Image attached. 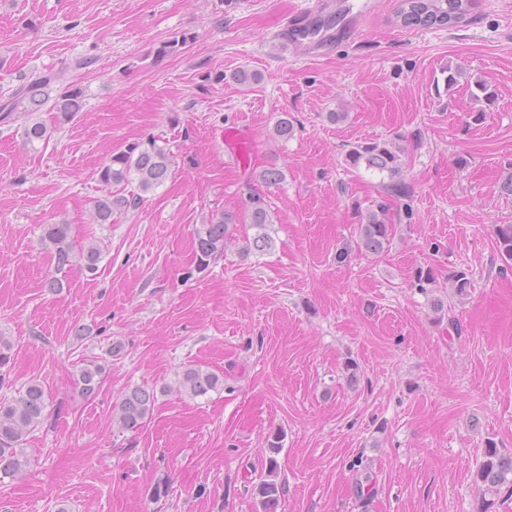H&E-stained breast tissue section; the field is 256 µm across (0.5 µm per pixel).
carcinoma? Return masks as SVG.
Segmentation results:
<instances>
[{"label":"carcinoma","mask_w":512,"mask_h":512,"mask_svg":"<svg viewBox=\"0 0 512 512\" xmlns=\"http://www.w3.org/2000/svg\"><path fill=\"white\" fill-rule=\"evenodd\" d=\"M470 0H400L395 20L404 28L446 27L448 21L463 12V5ZM60 82L54 74L39 76L24 86L15 97L0 105V120L12 119L13 113L39 112L43 107L58 114L66 122L83 110L84 92L81 87L67 84L53 90ZM27 144L32 145L49 138L46 126L39 121L28 120L23 129ZM346 163L352 168L365 169L380 176L384 196L376 208L369 210L357 225L358 246L369 255L382 253L390 244L395 225L388 222V198L402 199L408 191L401 180L403 161L400 151L389 141L370 140L351 146ZM173 153L157 140L149 138L128 145L112 153L101 166L99 181L108 187L103 197L94 201V218L98 224L112 223V214L136 210L144 202V194L161 186L175 171ZM134 189H129L130 185ZM245 210L249 223L256 229L253 238L246 242L243 251L265 252L271 249L273 239L267 232L275 223L274 212L265 197L259 193L248 196ZM233 217L224 213L211 217L194 232L196 268L206 270L212 261L224 254L225 241L231 234ZM496 245L503 265L499 271L512 268V224H497L494 229ZM68 225L47 224L41 241L51 250L54 270L46 275L45 286L60 292L66 284L61 274L78 265L93 273L100 259L99 248L91 244L75 254L67 239ZM450 288L462 298L469 294L471 279L464 270L455 271L449 278ZM436 275L430 266H419L413 274V286L421 291L435 287ZM12 342L0 335V387H11L7 367L11 360ZM105 366L95 360H87L75 372V384L85 395L94 394L100 387ZM224 388V379L199 367L185 368L179 379V390L193 396H205ZM156 395L142 387L128 389L113 413L127 430L142 428L153 411ZM47 407L43 386L32 380L17 391L12 399L0 401V480L14 477L29 465L23 445L27 435L42 424ZM269 455L266 458L264 478L252 486V494L259 498L262 512H277L283 491L279 481V464L276 454L281 448L280 436L267 440ZM476 484L495 495L506 489L512 495V458L500 454L495 443L487 442L482 459L474 471Z\"/></svg>","instance_id":"obj_1"}]
</instances>
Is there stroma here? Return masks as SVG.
Instances as JSON below:
<instances>
[{
	"mask_svg": "<svg viewBox=\"0 0 512 512\" xmlns=\"http://www.w3.org/2000/svg\"><path fill=\"white\" fill-rule=\"evenodd\" d=\"M304 2L0 0V102L49 73L84 91L71 122L36 113L48 142L25 144L23 114L0 121V334L14 344L0 399L32 380L47 392L31 465L0 484V512H261L249 485L277 433V512H512V497L473 481L487 442L512 456V271L499 274L494 239L512 224V0H474L451 29L403 28L399 0H375L356 38L297 61L277 33ZM181 33L188 44L164 52ZM443 63L465 73L438 89ZM243 67L260 82L234 81ZM477 79L490 101L473 100ZM282 112L287 140L273 132ZM151 137L175 173L136 211L95 223L100 166ZM372 139L401 149L414 215L365 256L356 226L380 178L345 155ZM268 167L280 184L258 180ZM252 191L276 212L272 250L243 255L254 231L239 221L223 257L196 270V225L240 218ZM47 224L67 225L74 251L96 243L97 274L46 288ZM423 265L437 274L425 292L410 284ZM462 269L472 288L459 299L448 278ZM94 358L106 376L86 397L73 374ZM189 366L222 375L223 390L179 392ZM135 386L157 399L132 432L112 408ZM358 456L372 475L363 496Z\"/></svg>",
	"mask_w": 512,
	"mask_h": 512,
	"instance_id": "1",
	"label": "stroma"
}]
</instances>
